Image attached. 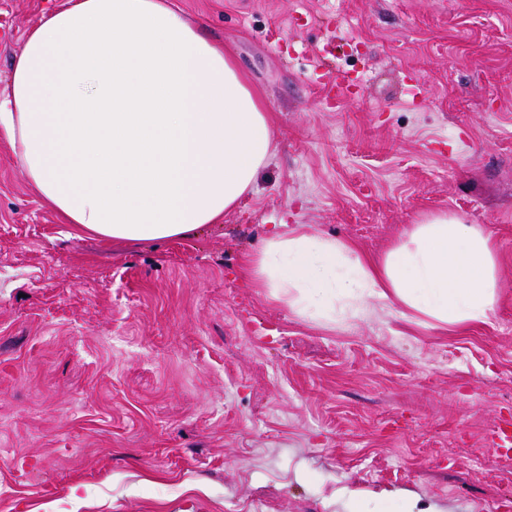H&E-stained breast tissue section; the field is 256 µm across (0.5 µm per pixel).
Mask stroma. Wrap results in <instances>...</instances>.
I'll return each mask as SVG.
<instances>
[{"instance_id":"1","label":"stroma","mask_w":512,"mask_h":512,"mask_svg":"<svg viewBox=\"0 0 512 512\" xmlns=\"http://www.w3.org/2000/svg\"><path fill=\"white\" fill-rule=\"evenodd\" d=\"M172 2L233 52L274 152L220 223L128 243L62 223L0 135V512H400L398 489L504 512L512 0ZM58 3L0 0V95ZM440 211L494 246L486 322L371 303L333 328L243 275L282 224L374 257Z\"/></svg>"}]
</instances>
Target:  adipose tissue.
<instances>
[{"instance_id":"1","label":"adipose tissue","mask_w":512,"mask_h":512,"mask_svg":"<svg viewBox=\"0 0 512 512\" xmlns=\"http://www.w3.org/2000/svg\"><path fill=\"white\" fill-rule=\"evenodd\" d=\"M271 115L233 55L167 0H60L26 36L0 130L43 201L79 231L141 242L216 224L272 153ZM245 273L301 316L359 320L367 301L448 329L497 302L489 237L456 214L410 225L376 262L299 228Z\"/></svg>"}]
</instances>
